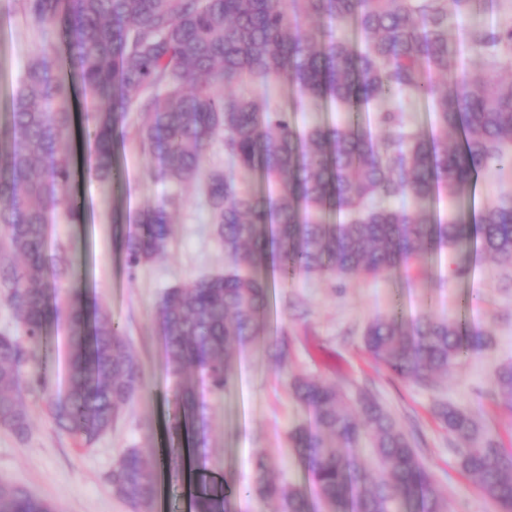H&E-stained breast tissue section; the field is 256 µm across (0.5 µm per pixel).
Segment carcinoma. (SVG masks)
<instances>
[{
  "label": "carcinoma",
  "instance_id": "obj_1",
  "mask_svg": "<svg viewBox=\"0 0 512 512\" xmlns=\"http://www.w3.org/2000/svg\"><path fill=\"white\" fill-rule=\"evenodd\" d=\"M34 28L57 27L62 45L28 60L0 132V295L18 336L0 334V427L18 437L32 418L27 400L55 428L87 449L112 429L144 388L140 363L112 312L90 308L65 287L69 266L46 252L47 213L77 224L74 169L64 147L72 114L67 71L107 102L87 135L96 144L95 172L114 181L117 143L135 113L133 142L156 163L150 176L178 186L198 180L211 146L270 189L242 186L220 170L204 179L209 223L232 270L167 289L154 321L166 371L188 419L196 380L223 392L232 382V347L260 336L277 358L286 342L268 335L271 290L298 276L348 279L396 274L446 245L456 274L472 254L512 269V197L486 201L479 215L462 203L486 171L512 170V25L467 28L475 8L495 0H22ZM490 59L482 78L467 74L465 52ZM288 86L291 111L263 96L229 92L243 77ZM222 84L228 93L214 91ZM422 100L428 131L407 127L393 110L377 127L359 115L377 101ZM345 112L343 124L294 127L290 112L308 104ZM459 136L460 141L448 143ZM446 194L461 203L449 219L435 207ZM172 239L163 204L142 209L121 234L132 272L162 255ZM65 312L69 372L64 391L39 374L37 351L51 318ZM374 361L396 377L432 386L487 341L456 317L408 321L399 304L366 326ZM291 397L312 413L295 426L288 447L304 461L324 512H448V500L420 461L414 443L369 392H346L302 372L287 375ZM495 385L512 408V364ZM436 415L454 437L458 464L493 501L512 512V451L501 448L473 413L446 402ZM370 448L365 464L345 454ZM142 448H127L108 475L130 512H153L156 469ZM257 458L255 481L198 490L192 512H236L240 497L273 512H313L306 492L269 477ZM0 512H56L26 489L0 481Z\"/></svg>",
  "mask_w": 512,
  "mask_h": 512
}]
</instances>
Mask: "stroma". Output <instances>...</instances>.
<instances>
[{
  "label": "stroma",
  "mask_w": 512,
  "mask_h": 512,
  "mask_svg": "<svg viewBox=\"0 0 512 512\" xmlns=\"http://www.w3.org/2000/svg\"><path fill=\"white\" fill-rule=\"evenodd\" d=\"M61 38L58 29L28 26L19 0H0V104L9 102L30 54ZM69 147L81 171L76 194L82 221L73 225L50 217L48 253H65L79 292L90 304L108 308L126 322L145 387L131 410L89 449L74 447L38 408L27 437L0 429V480L25 487L53 503L58 512H129L113 495L106 476L124 449L150 448L155 456L165 455L175 412V382L164 369L156 305L167 288L223 272L227 261L198 186L177 188L151 178L153 161L129 145L116 153L122 180L103 181L95 174L94 145L75 136ZM160 203L168 205L174 224L168 250L128 272L119 250L120 227L133 223L142 208ZM452 269L453 255L444 248L390 276L340 281L310 275L278 285L269 331L287 337L289 362L269 356L264 341L258 340L235 347V376L224 393L198 384L193 473L187 477L160 471L155 512H191L187 487L204 480L251 483L254 460L261 454L272 460L274 476L308 488L305 465L287 442L289 430L310 419L288 393L283 373L289 366L373 394L415 438L419 457L446 494L450 512H496L479 485L460 470L455 440L438 420L435 407L445 401L468 409L500 447L512 449V409L494 386L496 369L512 363V269L502 270L481 257L465 279L454 277ZM472 296L476 306L465 308L464 298ZM395 302L410 320L462 316L486 335L489 346L440 377L433 388L400 380L372 360L362 340L365 326ZM67 367V326L60 317L49 327L40 370L50 386L59 387Z\"/></svg>",
  "instance_id": "35a3bbf8"
}]
</instances>
